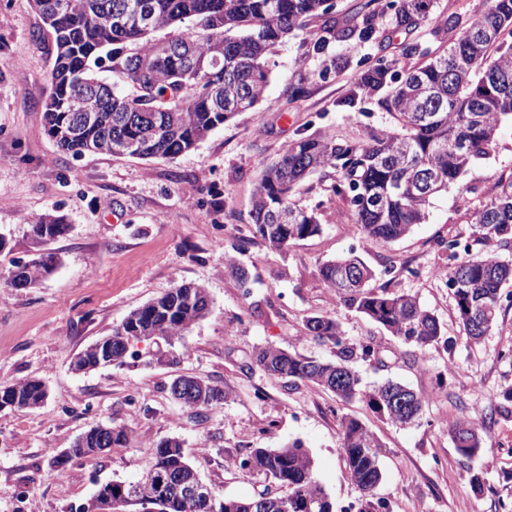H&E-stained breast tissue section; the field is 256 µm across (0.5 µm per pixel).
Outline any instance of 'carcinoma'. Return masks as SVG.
I'll use <instances>...</instances> for the list:
<instances>
[{"instance_id": "obj_1", "label": "carcinoma", "mask_w": 512, "mask_h": 512, "mask_svg": "<svg viewBox=\"0 0 512 512\" xmlns=\"http://www.w3.org/2000/svg\"><path fill=\"white\" fill-rule=\"evenodd\" d=\"M52 41L53 61L47 77L43 106L46 134L57 148L80 158L86 153L112 155L111 147L127 143L128 153L140 159L175 158L194 149L211 131L263 100L269 83L266 58L289 37L303 35L307 52L320 60L321 74L331 71V50L338 42L382 46L391 35L380 33L374 0L351 15L329 14L327 0H138L153 16V26H142L134 14L119 16L122 0H31ZM434 0H391L397 26L412 32L427 21ZM458 20L450 16L436 25L433 35L444 49L429 54L419 67L404 70L396 85L377 99L394 115L391 130H372L356 141H336L309 135L288 145L275 161L262 167L251 212L254 235L272 249L318 234L321 224L314 209H303L292 199L295 185L314 174L336 175V195L345 200L363 238L372 245L392 243L408 234L428 216L432 198L455 183L477 160L487 155L500 127L512 123V43L501 41L512 28V0H491L489 11L472 21L453 40L448 33ZM165 30L163 38L154 37ZM133 44L131 52L123 46ZM496 54H491V49ZM112 61L118 81L98 77L104 60ZM219 61L204 71L198 62ZM385 60L368 66L344 105L360 95L377 93L387 83ZM132 92L125 94L120 85ZM94 115L81 121L79 104ZM434 176L431 186L420 185V175ZM498 191L473 215L469 238L484 246L492 241L512 242V176L500 178ZM34 235L50 242L63 236L67 224L60 216L43 214L31 222ZM455 260L447 273L460 324L469 341L478 342L496 324L504 282L512 280V262L494 252L472 251L458 240L447 244ZM325 285L350 308L365 315L391 335L423 348L441 339L439 320L407 294L373 291V271L354 255L325 262L319 269ZM43 273L34 262L18 263L0 278V287L33 288ZM209 310L205 289L183 283L133 310L101 349L84 351L75 370L98 368L99 351L109 350L123 363L125 341L136 336L183 335ZM314 340L335 343L336 361L323 362L288 354L275 364L280 347L258 352L256 364L271 379L309 383L349 401L359 394L360 379L353 359L379 361L370 343H349L337 323L312 316L305 323ZM192 386L183 405L200 413L224 401V390L196 378L182 376ZM406 391L413 405L395 413L386 403L393 392ZM46 395L37 380L1 384L0 404L33 409ZM368 406L388 420L408 424L422 411L418 393L387 380L365 394ZM454 447L465 459L482 449L481 428L464 416L449 427ZM129 441L128 432L110 427L87 431L80 444L56 461L66 471L75 458L95 456ZM374 435L358 420L342 422V448L350 479L364 492L360 512H383L375 498L382 480ZM252 469L275 479L278 489H266L247 499L214 494L210 504L180 497L172 486L151 497L155 512H258L257 501L288 498V512H335V503L318 480L309 453L294 443L282 448H256L248 456ZM197 470L186 460L177 439L160 442L147 469L136 482L114 481L103 486L101 500L112 499V512L140 506L137 496L162 479L190 480Z\"/></svg>"}]
</instances>
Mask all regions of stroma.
I'll return each instance as SVG.
<instances>
[{
  "instance_id": "stroma-1",
  "label": "stroma",
  "mask_w": 512,
  "mask_h": 512,
  "mask_svg": "<svg viewBox=\"0 0 512 512\" xmlns=\"http://www.w3.org/2000/svg\"><path fill=\"white\" fill-rule=\"evenodd\" d=\"M388 0H374L377 23L394 42L412 39L410 59L371 43L337 44L336 67L319 75L299 39L269 56V85L252 110L216 128L173 159L58 150L43 127L52 61L50 40H37L41 17L30 0H0V273L50 248L59 265L33 288H0V384L35 378L48 389L36 409L0 411V512H78L105 483L140 478L157 445L183 442L202 480L226 497L249 498L276 482L241 465L251 449L300 443L336 512H358L362 491L347 475L343 418L374 434L384 480L376 495L389 512H505L512 503V416L498 419L474 459L461 457L449 427L461 416L483 421L496 393L512 387V302L491 332L466 340L444 281L451 261L440 241L466 239L476 209L512 174V125L504 124L485 159L432 201L425 223L398 241L370 245L333 178L311 176L296 203L318 212L320 234L272 250L253 235L251 211L261 162L276 160L295 139L317 133L355 140L394 126L374 98L344 99L360 79V61L385 55L393 72L422 64L436 44L432 25H461L487 12L489 0H437L430 23L413 34L396 27ZM306 77L303 96L288 86ZM64 217L68 231L42 245L30 230L42 214ZM223 246H216V239ZM349 253L376 274L373 288L416 297L444 326L443 342L417 348L341 303L319 268ZM243 267L239 282L229 262ZM410 263L417 273L400 268ZM182 283L206 289L207 316L185 336L152 344L150 355L124 365L75 373L74 355L111 335L133 309ZM325 316L350 340L377 345L385 366L357 363L363 388L401 382L424 401L421 417L401 426L374 413L364 397L341 402L308 384L270 381L257 353L276 346L323 360L329 342L308 337L305 322ZM190 374L222 388L224 402L195 414L174 400L170 383ZM123 427L127 447L74 460L67 475L53 459L96 425Z\"/></svg>"
}]
</instances>
